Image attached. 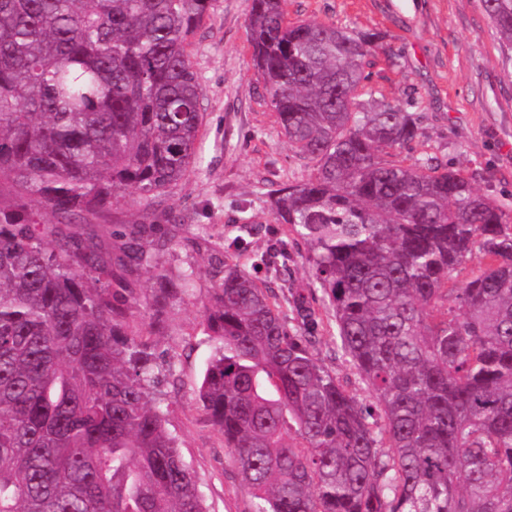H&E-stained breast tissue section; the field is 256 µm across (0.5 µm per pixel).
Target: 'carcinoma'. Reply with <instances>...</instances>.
I'll list each match as a JSON object with an SVG mask.
<instances>
[{
	"instance_id": "cac0c4a2",
	"label": "carcinoma",
	"mask_w": 512,
	"mask_h": 512,
	"mask_svg": "<svg viewBox=\"0 0 512 512\" xmlns=\"http://www.w3.org/2000/svg\"><path fill=\"white\" fill-rule=\"evenodd\" d=\"M251 0V65L313 172L268 193L308 248L336 354L364 405L291 328L271 284L288 250L224 240L197 400L254 512H512V228L503 205L435 157L385 150L419 119L361 99L375 35L290 21ZM211 0H0V512H207L129 325L158 323L193 272L141 271L171 211L112 242L89 228L131 190L165 195L201 164L188 46ZM512 50V0H482ZM36 205L50 218L35 220ZM487 264L458 287L474 252ZM265 274V282L256 274Z\"/></svg>"
}]
</instances>
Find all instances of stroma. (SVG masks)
Masks as SVG:
<instances>
[{"label":"stroma","instance_id":"obj_1","mask_svg":"<svg viewBox=\"0 0 512 512\" xmlns=\"http://www.w3.org/2000/svg\"><path fill=\"white\" fill-rule=\"evenodd\" d=\"M249 9L250 0H212L208 18L191 39L203 113L202 164L153 204L184 219L175 244L157 255L155 272H193L194 286L169 308L158 332L149 331L144 312L130 318L147 332L159 368L154 392L208 512L253 510L223 436L197 402V385L215 352L203 328L214 285L211 258L223 250L232 226L243 222L256 227L252 249L286 238V226L275 223L263 194L306 180L313 170L282 134L250 66ZM286 9L293 19L380 34L365 88L417 113L421 127L418 139L392 150V159L408 164L438 158L508 208L512 226V61L480 0H286ZM288 252V273L274 288L283 312L296 322L297 298L315 309V356L357 398L370 402L355 370L336 354L335 331L312 286L304 244H289ZM155 272L142 273L139 287H152Z\"/></svg>","mask_w":512,"mask_h":512}]
</instances>
